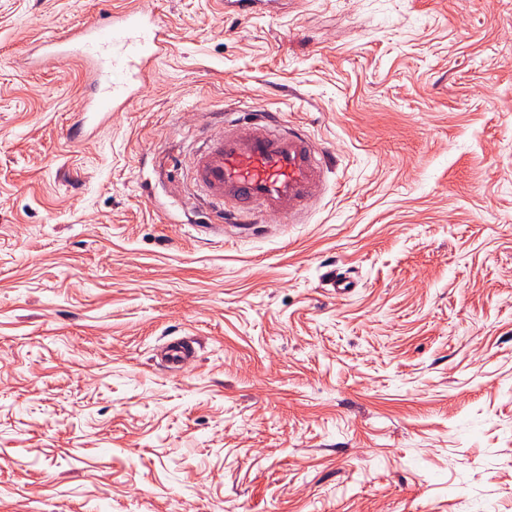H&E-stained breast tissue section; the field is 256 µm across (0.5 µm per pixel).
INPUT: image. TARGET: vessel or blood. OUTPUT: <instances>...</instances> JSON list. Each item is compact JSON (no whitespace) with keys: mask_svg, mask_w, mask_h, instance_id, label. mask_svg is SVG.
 Listing matches in <instances>:
<instances>
[{"mask_svg":"<svg viewBox=\"0 0 512 512\" xmlns=\"http://www.w3.org/2000/svg\"><path fill=\"white\" fill-rule=\"evenodd\" d=\"M168 44L154 11L138 5L43 38L31 59L80 63L88 81L87 111L109 112L139 94ZM320 155L303 130L264 115L245 129L233 121L219 125L196 154L193 175L225 221H241L250 211L296 216L324 183Z\"/></svg>","mask_w":512,"mask_h":512,"instance_id":"1","label":"vessel or blood"}]
</instances>
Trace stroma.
<instances>
[{"mask_svg": "<svg viewBox=\"0 0 512 512\" xmlns=\"http://www.w3.org/2000/svg\"><path fill=\"white\" fill-rule=\"evenodd\" d=\"M133 2L0 0V512H512V0H151L76 126L26 49ZM230 109L323 148L301 222L204 210Z\"/></svg>", "mask_w": 512, "mask_h": 512, "instance_id": "35a3bbf8", "label": "stroma"}]
</instances>
